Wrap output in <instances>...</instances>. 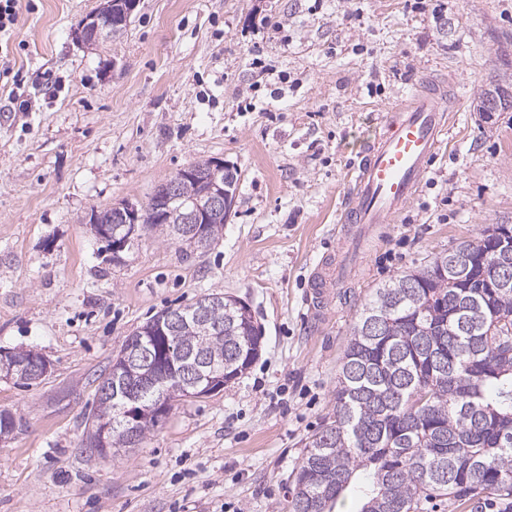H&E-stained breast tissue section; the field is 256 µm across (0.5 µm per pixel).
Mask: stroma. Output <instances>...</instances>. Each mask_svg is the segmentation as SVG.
Wrapping results in <instances>:
<instances>
[{"label":"stroma","instance_id":"35a3bbf8","mask_svg":"<svg viewBox=\"0 0 512 512\" xmlns=\"http://www.w3.org/2000/svg\"><path fill=\"white\" fill-rule=\"evenodd\" d=\"M140 0L118 40L73 31L100 0H20L0 53L30 100L0 91V349L50 363L0 376V512H288L307 436L328 420L357 310L374 288L491 224L512 225V109H477L512 79V0ZM456 119L410 205L363 242L323 319L305 301L343 251L354 142L424 81ZM238 173L210 246L155 233L113 262L92 210L148 202L191 163ZM209 293L247 303L263 350L204 398L174 401L140 447L82 453L97 378L157 312Z\"/></svg>","mask_w":512,"mask_h":512}]
</instances>
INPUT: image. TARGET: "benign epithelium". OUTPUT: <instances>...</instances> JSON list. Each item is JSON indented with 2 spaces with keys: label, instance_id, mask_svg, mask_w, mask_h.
<instances>
[{
  "label": "benign epithelium",
  "instance_id": "1",
  "mask_svg": "<svg viewBox=\"0 0 512 512\" xmlns=\"http://www.w3.org/2000/svg\"><path fill=\"white\" fill-rule=\"evenodd\" d=\"M140 0H102L98 10L82 19L74 30V39L85 45L100 39L107 30L118 34L130 25L131 17L138 7ZM227 164L222 158H214L209 171L198 175L196 168L188 165L179 169L165 181L159 192L150 201L155 221L167 223L175 216L174 205L184 199L183 182L187 179L199 180L200 192L192 200V206L182 216L183 237L194 248L208 245V237L204 225L216 217H229L234 205L231 193L224 189V173ZM139 205L131 201L116 206L113 224H100V232L112 237V255L118 256L126 246L138 238L144 230V225L138 219ZM210 298L202 296L200 301L191 308V317L202 325L211 321ZM186 319L182 314H165L140 327L136 334L142 338L133 350H125L112 363V392L114 396H123L128 402L135 403L133 395L126 394V384L132 380L151 381L154 372V354L151 337L166 331L173 332ZM213 365L210 356L203 352H190L185 358V364L170 377V386L160 390L154 401V408L159 409L169 399L172 392H180L186 396L202 397L216 383L224 382V375L203 376V369ZM49 370V363L37 351L31 352L28 362L19 363L13 353L0 350V372L9 375L20 372L29 376H44Z\"/></svg>",
  "mask_w": 512,
  "mask_h": 512
}]
</instances>
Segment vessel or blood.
<instances>
[{
  "label": "vessel or blood",
  "mask_w": 512,
  "mask_h": 512,
  "mask_svg": "<svg viewBox=\"0 0 512 512\" xmlns=\"http://www.w3.org/2000/svg\"><path fill=\"white\" fill-rule=\"evenodd\" d=\"M451 118L444 91L428 86L395 108L385 132L363 145L343 211L352 236L364 226L390 223L413 199ZM348 267L345 260L321 264L313 290L318 307L329 304Z\"/></svg>",
  "instance_id": "b4317fda"
}]
</instances>
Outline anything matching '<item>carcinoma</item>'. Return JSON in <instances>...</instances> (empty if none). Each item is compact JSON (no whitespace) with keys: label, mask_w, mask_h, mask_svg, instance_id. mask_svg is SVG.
I'll return each instance as SVG.
<instances>
[{"label":"carcinoma","mask_w":512,"mask_h":512,"mask_svg":"<svg viewBox=\"0 0 512 512\" xmlns=\"http://www.w3.org/2000/svg\"><path fill=\"white\" fill-rule=\"evenodd\" d=\"M497 228L451 248L474 258L462 279L444 252L374 289L351 327L332 415L306 438L289 512H333L359 470L369 484L358 512H421L443 496L471 512L487 499L512 505V285L490 287ZM223 300L221 330L190 322L153 337L157 378L179 368L169 359L180 349L209 353L226 383L251 366L259 355L251 317L233 296ZM169 410L134 423L133 442L120 399L102 395L86 422L108 428L111 447L131 449Z\"/></svg>","instance_id":"cac0c4a2"}]
</instances>
